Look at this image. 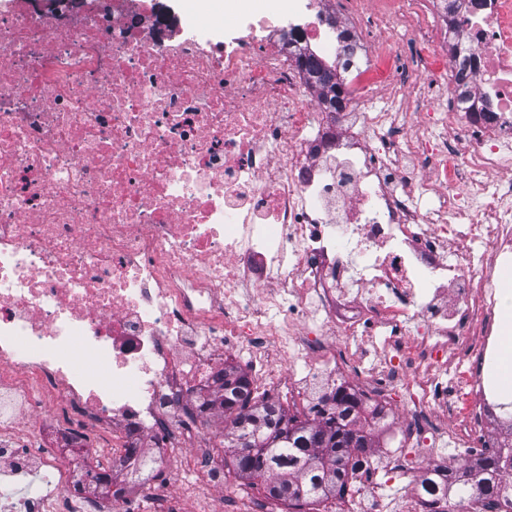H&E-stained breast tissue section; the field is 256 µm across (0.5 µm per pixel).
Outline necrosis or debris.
<instances>
[{
	"label": "necrosis or debris",
	"mask_w": 512,
	"mask_h": 512,
	"mask_svg": "<svg viewBox=\"0 0 512 512\" xmlns=\"http://www.w3.org/2000/svg\"><path fill=\"white\" fill-rule=\"evenodd\" d=\"M134 2L0 14V512H178L190 450L222 512L202 426L224 419L233 359L284 398L360 401L376 445L329 512H429L447 447L471 468L512 445L488 376L512 265V0H429L433 25L419 0H268L175 34ZM353 13L373 27L345 45ZM305 54L352 59L341 111ZM387 477L407 491L387 500Z\"/></svg>",
	"instance_id": "4bbe7bcc"
}]
</instances>
